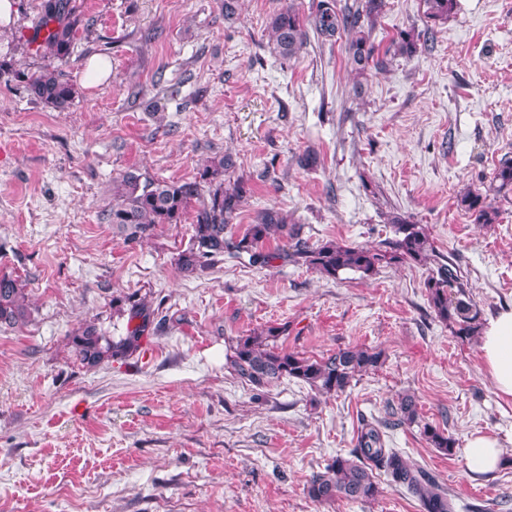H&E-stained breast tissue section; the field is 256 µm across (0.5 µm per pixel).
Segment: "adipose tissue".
<instances>
[{
    "label": "adipose tissue",
    "mask_w": 512,
    "mask_h": 512,
    "mask_svg": "<svg viewBox=\"0 0 512 512\" xmlns=\"http://www.w3.org/2000/svg\"><path fill=\"white\" fill-rule=\"evenodd\" d=\"M481 356L499 393L512 398V310L487 323L481 336Z\"/></svg>",
    "instance_id": "1"
}]
</instances>
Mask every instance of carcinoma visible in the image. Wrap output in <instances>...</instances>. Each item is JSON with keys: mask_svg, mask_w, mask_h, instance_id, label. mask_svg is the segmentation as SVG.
I'll list each match as a JSON object with an SVG mask.
<instances>
[{"mask_svg": "<svg viewBox=\"0 0 512 512\" xmlns=\"http://www.w3.org/2000/svg\"><path fill=\"white\" fill-rule=\"evenodd\" d=\"M424 17L433 23H444L454 13L456 0H422ZM385 8V0H355L337 8L331 0H320L316 11L307 17L293 5L275 13L269 21L271 50L282 58L296 56L314 34L320 44L337 36H348V50L355 70L362 74L371 66L386 70L388 55L412 58L430 50L429 32L415 29L402 31L385 51L371 42ZM82 22L77 0H42L34 24V34L26 45L36 46L60 62L68 59L75 35ZM0 80H17L26 91L46 107L63 111L74 98V87L58 69L21 72L7 61H0ZM234 167L228 154L215 157L192 181L153 178L129 171L115 181L112 205L103 213V220L112 225V232L127 243L149 238L157 227L180 224L192 203H197L192 220L193 234L188 247L178 254L176 265L187 274L202 271L224 260V256L240 258L248 255L250 263L269 266L276 260L288 259L303 263L320 274L335 278L344 271L363 277L378 269L406 261L422 262L436 256L437 275L425 282L430 304L436 315L448 322L455 336L471 339L479 332L482 309L474 300L459 267L443 262L435 255L426 228L414 224L397 212L388 214L395 238L378 247L343 245L333 241L309 246L300 238V226L288 222V215L269 207L257 212L253 223L233 237L228 231L247 194L239 181L229 183L226 173ZM512 194V158L500 160L493 177L483 188H469L457 198L458 206L477 224H496L500 211L495 200ZM288 239V251L270 250L272 240ZM115 311L127 316L124 335L101 345L95 324L88 323L78 340L80 360L96 365L104 359L122 360L141 347L142 340L153 331L154 311L143 301L131 297L118 300ZM29 316L24 288L10 275H0V323L21 325ZM284 328L269 326L260 332L240 336L236 340L229 365L237 378L255 388H263L281 378L295 379L319 394L344 392L355 377L377 369L383 363V352L376 348L346 347L320 359L287 351L278 345ZM399 417L381 425L367 424L361 429L355 450L350 456H336L323 471L309 479L306 492L319 503L346 500L367 503L381 493L374 471L386 475L390 484L417 497L423 512H456V504L447 488L439 484L421 465L403 453L386 447L384 431L398 425L418 422V405L414 396L406 394L398 404ZM423 436L431 447L450 455L455 440L426 424Z\"/></svg>", "mask_w": 512, "mask_h": 512, "instance_id": "cac0c4a2", "label": "carcinoma"}]
</instances>
